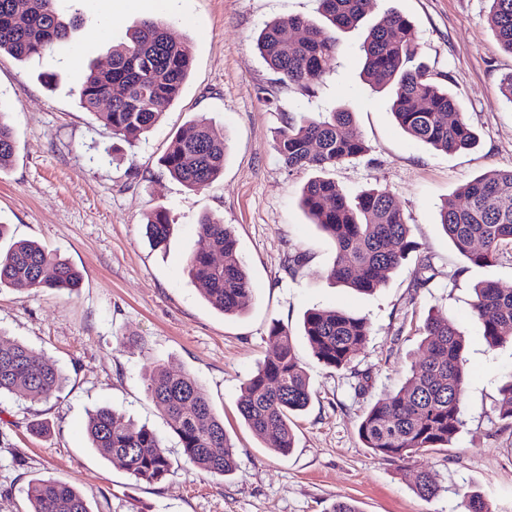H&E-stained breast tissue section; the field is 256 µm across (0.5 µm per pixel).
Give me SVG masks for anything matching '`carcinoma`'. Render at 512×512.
I'll use <instances>...</instances> for the list:
<instances>
[{
    "instance_id": "carcinoma-1",
    "label": "carcinoma",
    "mask_w": 512,
    "mask_h": 512,
    "mask_svg": "<svg viewBox=\"0 0 512 512\" xmlns=\"http://www.w3.org/2000/svg\"><path fill=\"white\" fill-rule=\"evenodd\" d=\"M489 19L501 45L512 53V0H489ZM373 0H319L325 25L298 17L272 21L260 30L256 48L280 79L308 91L327 73L338 52L335 31L361 24ZM73 22L64 21L54 0H0V53L25 62L42 57L69 37ZM363 78L392 92L390 109L413 139L442 152L467 149L476 134L462 117L453 95L431 80L417 62L418 47L410 21L385 13L363 36ZM192 67L189 45L167 26L147 19L112 46L107 63L90 68L78 91L82 108L103 120L116 135L141 139L178 98ZM274 148L290 170L317 172L301 190L300 205L312 223L332 240L336 258L327 278L361 293L376 290L415 248L410 225L385 189L345 194L325 177L328 169L368 151L354 132V113L339 106L316 118L289 117L276 133ZM224 130L206 118L190 122L162 155L161 166L191 190L211 185L224 171ZM16 153L14 130L0 113V172ZM463 202L445 199L440 224L455 249L479 267L497 262L512 249V170L493 171L467 183ZM153 247L166 245L171 224L162 209L145 224ZM188 276L204 286L205 300L218 311L239 314L251 299V283L238 242L229 225L210 215L198 223L196 248L186 262ZM80 276L64 260L33 241H19L0 252V289H71ZM473 312L487 344L512 343V292L491 282L475 288ZM370 335L367 321L341 309H312L303 336L319 364L347 369ZM421 359L412 364L404 384L378 399L358 427L364 445L381 459L405 460L418 451L444 448L462 426L468 372L464 340L454 322L429 315L423 325ZM268 336L275 351L246 379L237 409L250 430L287 455L294 447L292 424L312 400L310 377L295 352L288 328L272 323ZM63 375L38 350L0 340V394L20 393L46 401L58 392ZM149 397L161 405L179 440L185 464L220 479L237 467L236 452L223 418L198 380L158 365L146 378ZM498 411L512 421V380L500 388ZM86 432L105 459L119 460L135 479L161 482L175 463L152 429L102 406L88 416ZM416 493L433 499L444 491L435 474L420 473ZM29 512H91L74 486L53 478L35 479L28 488Z\"/></svg>"
}]
</instances>
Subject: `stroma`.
I'll return each mask as SVG.
<instances>
[{
	"mask_svg": "<svg viewBox=\"0 0 512 512\" xmlns=\"http://www.w3.org/2000/svg\"><path fill=\"white\" fill-rule=\"evenodd\" d=\"M489 7L488 0H375L366 18L371 24L392 11L411 22L420 60L477 135L475 147L451 153L412 139L388 92L363 80L362 28L336 30L338 53L310 91L279 81L255 38L272 20L319 21L318 0H56L63 19L78 21L65 45L24 63L0 53V108L17 140L12 165L0 173V224L8 241L37 242L82 275L73 290H0V338L41 351L65 376L46 401L0 395V512H28V485L37 478L79 488L91 512H331L339 501L359 512H463L467 492L483 495L492 512H512V424L497 410L499 388L512 379V344L489 347L472 311L481 282L512 290V258L472 265L439 222L445 198L490 170L512 169V106L498 92L512 53L498 41ZM144 18L186 40L193 64L178 99L131 146L80 106L78 89L90 65ZM343 103L369 151L329 178L352 195L388 190L417 243L369 294L330 284L335 248L299 205L314 172L288 170L273 147L285 115L314 117ZM201 116L224 129V174L191 191L158 159ZM159 207L172 233L156 249L145 218ZM205 214L224 219L238 240L253 288L241 314L212 308L185 271ZM297 253L306 260L294 268ZM426 264L433 277L421 287ZM335 308L370 327L343 370L320 366L301 334L309 310ZM431 313L449 317L465 339L463 425L447 448L378 459L360 440L359 422L404 382ZM275 320L287 326L314 391L285 456L236 408L241 384L274 350ZM159 364L191 373L223 416L238 450L224 480L180 467L162 482H140L88 440L89 411L107 405L147 424L179 459L178 438L145 391L146 371ZM34 420L48 432L32 434ZM422 471L436 473L444 493L417 495Z\"/></svg>",
	"mask_w": 512,
	"mask_h": 512,
	"instance_id": "1",
	"label": "stroma"
}]
</instances>
